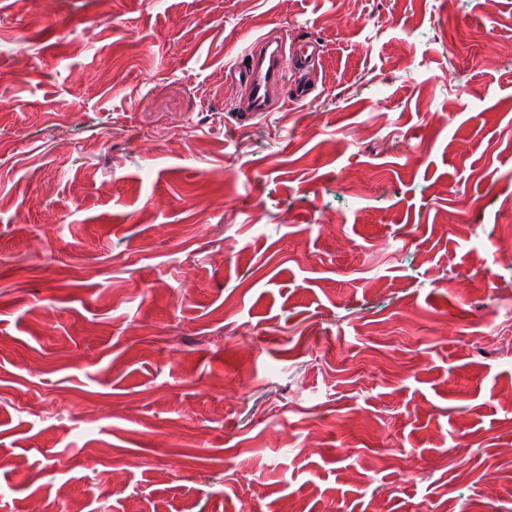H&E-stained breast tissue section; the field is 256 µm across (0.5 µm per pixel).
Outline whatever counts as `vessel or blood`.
Segmentation results:
<instances>
[{"label":"vessel or blood","instance_id":"1","mask_svg":"<svg viewBox=\"0 0 512 512\" xmlns=\"http://www.w3.org/2000/svg\"><path fill=\"white\" fill-rule=\"evenodd\" d=\"M316 52L310 41L290 46L264 36L242 46L228 70L230 78L245 90L246 112L252 115L269 111V89L281 83L287 67L309 68Z\"/></svg>","mask_w":512,"mask_h":512}]
</instances>
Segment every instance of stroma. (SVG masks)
Here are the masks:
<instances>
[{
  "label": "stroma",
  "mask_w": 512,
  "mask_h": 512,
  "mask_svg": "<svg viewBox=\"0 0 512 512\" xmlns=\"http://www.w3.org/2000/svg\"><path fill=\"white\" fill-rule=\"evenodd\" d=\"M507 210L512 0H0V512H512ZM317 47L311 41L292 44L287 40L278 43L262 36L237 52L233 63L229 65V76L244 87L246 106L245 115L271 112L268 104L269 89L281 83L288 64L300 70L314 63Z\"/></svg>",
  "instance_id": "obj_1"
}]
</instances>
